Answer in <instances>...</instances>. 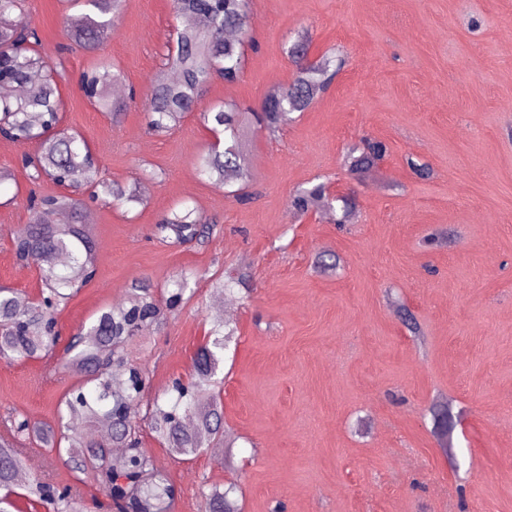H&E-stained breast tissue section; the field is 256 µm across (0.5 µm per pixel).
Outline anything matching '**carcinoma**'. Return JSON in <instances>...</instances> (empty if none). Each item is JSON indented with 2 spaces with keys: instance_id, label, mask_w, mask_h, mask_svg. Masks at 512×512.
Listing matches in <instances>:
<instances>
[{
  "instance_id": "1",
  "label": "carcinoma",
  "mask_w": 512,
  "mask_h": 512,
  "mask_svg": "<svg viewBox=\"0 0 512 512\" xmlns=\"http://www.w3.org/2000/svg\"><path fill=\"white\" fill-rule=\"evenodd\" d=\"M123 0H82L88 8L65 22L67 37L77 46L96 51L108 37L112 16ZM173 13L182 21L175 45L165 65L176 73L159 76L147 96L148 129L170 130L190 112H197L214 132L224 133V149L216 147L200 155L195 166L201 176L219 187L245 184L252 179L240 135L248 116L269 132H275L292 112L307 109L324 93L345 59L322 56L309 60V36L304 33L288 50L296 67L292 83L269 94L256 111L236 102L202 106V96L215 77L227 83L239 78L245 64V43L252 32L251 0H172ZM22 0H0V86L13 90L0 95V127L19 144L33 143L36 152L24 158L34 182L45 178L59 186L89 191V197L129 208L143 204L135 187L120 186L97 178L98 160L78 134L61 127L63 101L56 65L39 52L35 28L22 18ZM122 79L104 58L79 76L89 90L87 98L103 112L118 116L127 106L110 94L112 83ZM388 153L385 141L365 136L346 162L351 175L362 177ZM31 222L18 230L12 242L17 257L34 253L65 255L59 270L49 265L40 271L43 302L22 300V293L0 286V359L39 358L57 345L55 313L96 274L97 240L84 223L85 203L70 194L38 197L30 193ZM289 208L298 216L319 209L339 210L336 223L354 219L352 198L330 197L323 183L297 189ZM213 228L198 223L195 209L182 205L155 225L154 236L179 243L202 241ZM194 277L182 272L172 282L166 301L157 299L147 284L131 289L122 302L101 310L86 331L70 337L66 364L86 372L84 384L59 404L58 425L39 429L21 414L10 419L7 434L0 435V512H10L18 495L17 476L24 459L17 444L38 434L57 454L79 472H91L105 489L116 512H170L176 488L154 458L141 448L142 426L130 413L131 404L143 398L142 371L128 362L126 346L143 331L166 325L168 314L183 300ZM234 329L216 323L210 339L195 358V375L188 384L175 382L164 402L148 404L145 419L158 440L177 456H189L201 448L224 443L223 411L218 401L219 364ZM49 512H84L76 487L59 485L44 477L26 486ZM234 487L217 486L201 491L204 512H241Z\"/></svg>"
}]
</instances>
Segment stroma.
Returning <instances> with one entry per match:
<instances>
[{
	"label": "stroma",
	"instance_id": "stroma-1",
	"mask_svg": "<svg viewBox=\"0 0 512 512\" xmlns=\"http://www.w3.org/2000/svg\"><path fill=\"white\" fill-rule=\"evenodd\" d=\"M73 12L71 0L24 6L58 65L62 125L88 142L101 179L136 185L144 203L87 202L97 271L58 311L62 339L132 284L160 290L194 271L165 329L127 347L149 398L163 400L174 379L193 374L212 321L237 328L219 370L233 447L182 459L142 430L143 449L176 488L171 512H199L202 486L230 483L242 512H512V0H252L244 73L214 80L206 102L260 108L272 82L293 81L287 49L304 30L310 59L336 53L347 63L278 133L250 126L246 201L198 175L195 158L215 140L198 113L169 132L147 130L142 99L175 37L171 0H125L94 52L68 40ZM100 58L137 95L116 118L78 85ZM366 134L389 152L358 180L344 156ZM34 150L0 146V171L11 175L0 184V285L29 296L39 267L16 258L12 236L31 220L29 194L61 191L30 182L22 157ZM413 160L430 176H417ZM318 182L355 198L353 223L293 215V192ZM184 202L213 234L156 239L155 224ZM433 234L449 240L428 246ZM329 254L338 268L319 267ZM243 267L247 287L213 291ZM63 356L59 345L49 357L0 360V427L15 414L56 425L61 397L85 379ZM437 403L455 422L444 439L430 414ZM22 446L38 459L36 476L77 485L88 512H112L92 476L38 439Z\"/></svg>",
	"mask_w": 512,
	"mask_h": 512
}]
</instances>
